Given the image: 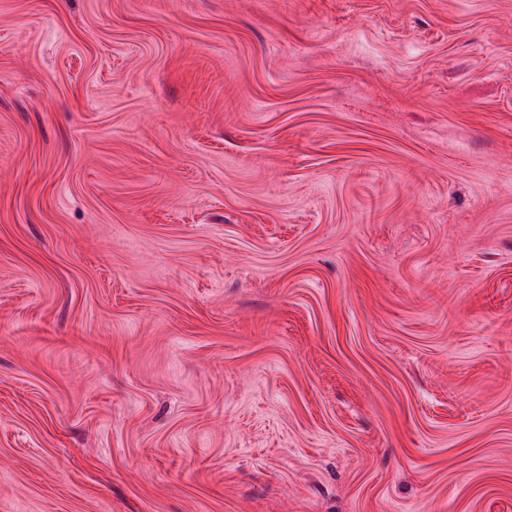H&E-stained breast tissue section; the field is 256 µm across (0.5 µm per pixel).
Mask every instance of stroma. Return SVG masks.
Wrapping results in <instances>:
<instances>
[{
	"label": "stroma",
	"instance_id": "stroma-1",
	"mask_svg": "<svg viewBox=\"0 0 512 512\" xmlns=\"http://www.w3.org/2000/svg\"><path fill=\"white\" fill-rule=\"evenodd\" d=\"M0 512H512V0H0Z\"/></svg>",
	"mask_w": 512,
	"mask_h": 512
}]
</instances>
